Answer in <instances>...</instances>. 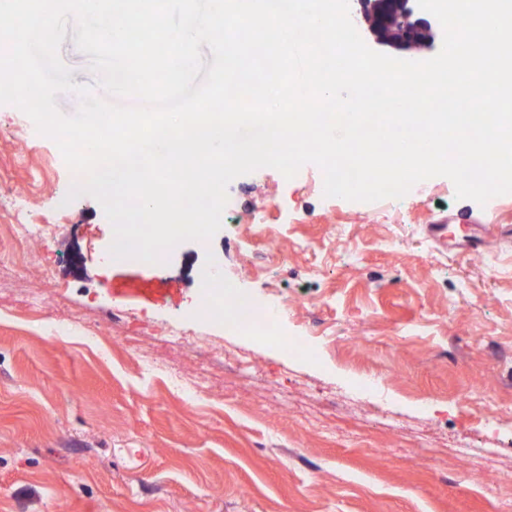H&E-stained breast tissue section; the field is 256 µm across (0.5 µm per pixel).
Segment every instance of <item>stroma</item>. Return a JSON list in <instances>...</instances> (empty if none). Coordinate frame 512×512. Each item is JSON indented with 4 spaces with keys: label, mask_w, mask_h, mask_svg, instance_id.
Returning a JSON list of instances; mask_svg holds the SVG:
<instances>
[{
    "label": "stroma",
    "mask_w": 512,
    "mask_h": 512,
    "mask_svg": "<svg viewBox=\"0 0 512 512\" xmlns=\"http://www.w3.org/2000/svg\"><path fill=\"white\" fill-rule=\"evenodd\" d=\"M0 177V242L18 209L56 227L0 265V512H512V194L480 205L436 176L424 196L330 212L317 165L264 167L230 182L235 211L210 240L108 267L101 204L57 208L74 174L12 105ZM251 214L275 225L285 265L256 262ZM472 224L481 248L449 242ZM215 260L257 303L298 300L285 330L316 340L319 361L197 318V272ZM37 292L50 304L34 313ZM71 316L117 342L110 362L57 331ZM176 325L255 370L201 359L168 337ZM381 369L385 388L362 390ZM200 371L208 397L174 388ZM457 442L479 448L485 479Z\"/></svg>",
    "instance_id": "stroma-1"
}]
</instances>
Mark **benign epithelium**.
Returning a JSON list of instances; mask_svg holds the SVG:
<instances>
[{"mask_svg":"<svg viewBox=\"0 0 512 512\" xmlns=\"http://www.w3.org/2000/svg\"><path fill=\"white\" fill-rule=\"evenodd\" d=\"M361 4V20L375 40L395 50L428 48L436 38V31L420 10L416 0H358ZM396 20L401 23L400 37L388 39L383 29Z\"/></svg>","mask_w":512,"mask_h":512,"instance_id":"7a95c632","label":"benign epithelium"}]
</instances>
